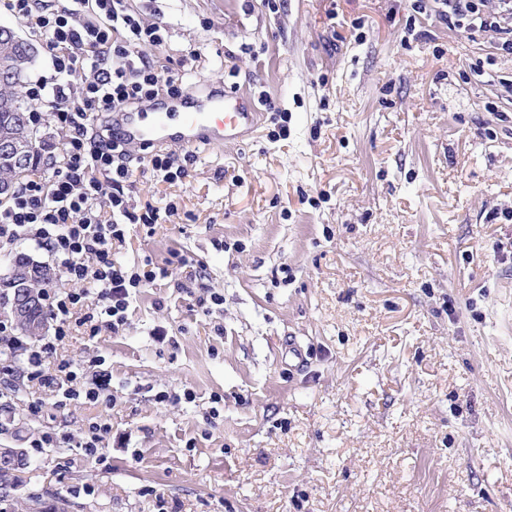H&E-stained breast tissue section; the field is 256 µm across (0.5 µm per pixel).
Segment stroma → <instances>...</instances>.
I'll list each match as a JSON object with an SVG mask.
<instances>
[{"mask_svg":"<svg viewBox=\"0 0 512 512\" xmlns=\"http://www.w3.org/2000/svg\"><path fill=\"white\" fill-rule=\"evenodd\" d=\"M129 3L159 70L275 107L170 146L181 180L131 155L132 211L162 214L120 258L169 274L59 349L104 359L110 402L9 376L11 512H512V55L417 0ZM93 422L101 464L66 441Z\"/></svg>","mask_w":512,"mask_h":512,"instance_id":"1","label":"stroma"}]
</instances>
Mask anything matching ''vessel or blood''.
<instances>
[{"label":"vessel or blood","mask_w":512,"mask_h":512,"mask_svg":"<svg viewBox=\"0 0 512 512\" xmlns=\"http://www.w3.org/2000/svg\"><path fill=\"white\" fill-rule=\"evenodd\" d=\"M258 119L254 102L207 84L164 110L146 104L113 113L112 124L133 151L168 145L197 149L254 132Z\"/></svg>","instance_id":"vessel-or-blood-1"}]
</instances>
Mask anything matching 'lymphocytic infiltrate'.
Instances as JSON below:
<instances>
[{"label": "lymphocytic infiltrate", "mask_w": 512, "mask_h": 512, "mask_svg": "<svg viewBox=\"0 0 512 512\" xmlns=\"http://www.w3.org/2000/svg\"><path fill=\"white\" fill-rule=\"evenodd\" d=\"M33 33L46 36L45 72L30 83L27 96L50 103L32 111L30 124H47L62 141L46 172L37 174L0 202V241L27 235L56 259L69 288H49L44 302L55 322L52 336L34 343L7 333L0 321V372L21 371L43 386L63 383L64 397L84 395L95 403L109 391L112 374L98 370L84 391H77L80 370L57 360V344L73 327L85 335L102 328L119 332L127 323L130 299L157 277L151 262L127 266L114 258L125 241V223H158L160 211L146 206L130 211L124 191L131 179L129 152L111 124H99L103 112L129 110L150 101L180 97L182 78L162 75L146 51L161 46L166 30L145 23L128 0H0ZM440 17L450 26L492 32L496 48L512 55V0H443ZM111 187L109 212L98 208L104 187Z\"/></svg>", "instance_id": "1"}]
</instances>
